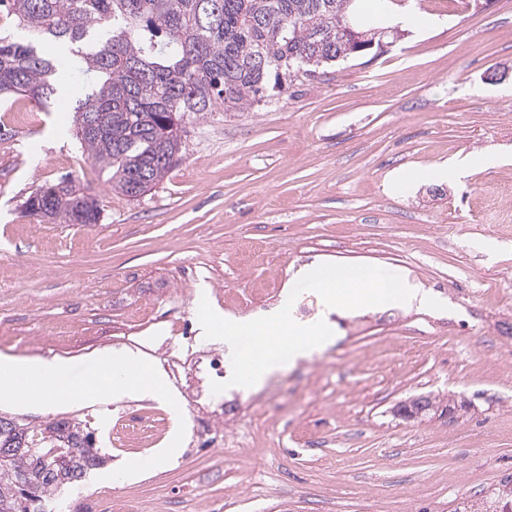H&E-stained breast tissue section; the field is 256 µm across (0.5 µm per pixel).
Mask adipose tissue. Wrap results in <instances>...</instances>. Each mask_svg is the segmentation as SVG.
Instances as JSON below:
<instances>
[{
    "label": "adipose tissue",
    "mask_w": 512,
    "mask_h": 512,
    "mask_svg": "<svg viewBox=\"0 0 512 512\" xmlns=\"http://www.w3.org/2000/svg\"><path fill=\"white\" fill-rule=\"evenodd\" d=\"M89 376L74 374L63 360H19L0 355V404L15 403L26 383L38 381L41 391L33 405L54 408L72 401L96 404L112 399L161 398L165 390L159 376L138 354L126 349H103Z\"/></svg>",
    "instance_id": "ef3b65f1"
}]
</instances>
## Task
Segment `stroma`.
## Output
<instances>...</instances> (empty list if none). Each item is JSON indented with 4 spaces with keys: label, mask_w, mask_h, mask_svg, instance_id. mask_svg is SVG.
<instances>
[{
    "label": "stroma",
    "mask_w": 512,
    "mask_h": 512,
    "mask_svg": "<svg viewBox=\"0 0 512 512\" xmlns=\"http://www.w3.org/2000/svg\"><path fill=\"white\" fill-rule=\"evenodd\" d=\"M429 26H405L374 59L326 66L240 112L187 117L180 161L131 199L112 189L75 135L72 98L0 100V353L69 360L127 348L165 371L170 357L226 354L202 341L199 291L225 317L280 306L313 264H370L403 275L443 305L326 307L303 292L299 324L336 340L268 379L212 394L164 382L169 406L124 398L17 408L42 423H87L109 454L62 489L60 512H452L462 496L512 476V0H407ZM23 106L36 117L15 128ZM495 152L457 180L434 164ZM71 176L102 218L60 224L27 215V197ZM263 251L241 263L248 243ZM272 299L245 304L247 288ZM237 399L248 447L199 437L196 390ZM437 397L405 421L393 407ZM460 407L447 415L443 406ZM158 422L154 441L124 445L122 413ZM171 457L113 481L120 460Z\"/></svg>",
    "instance_id": "35a3bbf8"
}]
</instances>
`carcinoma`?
<instances>
[{"instance_id": "carcinoma-1", "label": "carcinoma", "mask_w": 512, "mask_h": 512, "mask_svg": "<svg viewBox=\"0 0 512 512\" xmlns=\"http://www.w3.org/2000/svg\"><path fill=\"white\" fill-rule=\"evenodd\" d=\"M362 0H0V96L43 102L51 78L98 77L77 96L76 138L112 187L137 198L180 159L185 116L239 112L268 79L311 77L346 52ZM70 176L24 202L62 224L101 210ZM106 463L75 418L17 430L0 415V512H51L55 493Z\"/></svg>"}]
</instances>
